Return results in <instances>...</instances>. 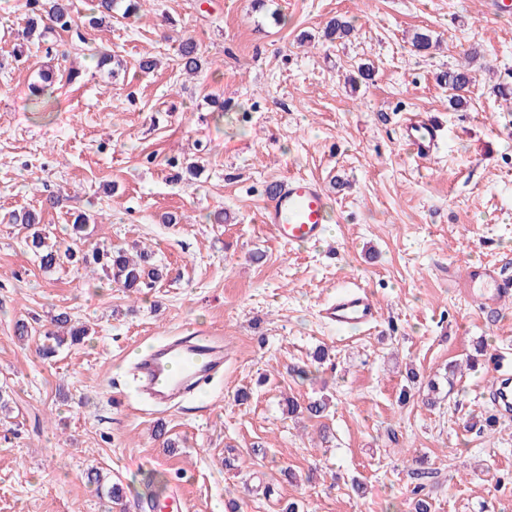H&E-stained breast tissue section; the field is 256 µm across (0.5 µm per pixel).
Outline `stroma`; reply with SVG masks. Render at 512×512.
<instances>
[{"instance_id": "obj_1", "label": "stroma", "mask_w": 512, "mask_h": 512, "mask_svg": "<svg viewBox=\"0 0 512 512\" xmlns=\"http://www.w3.org/2000/svg\"><path fill=\"white\" fill-rule=\"evenodd\" d=\"M490 2L142 0L139 18L118 6L92 25L75 0L71 30L27 39V0H0V512H121L90 469L129 505L177 483L191 512H413L420 468L432 512H512V415L474 426L494 412L489 357L512 352V299L487 311L448 285L466 262L512 276V112L492 92L512 85V13ZM338 16L354 30L326 41ZM466 62L475 89L457 107L437 76ZM44 70L54 92L38 100ZM410 113L445 127L423 162L401 143ZM292 175L332 199L318 244L260 221L265 186ZM24 209L50 243L144 249L168 275L130 295L67 262L44 270L6 221ZM80 212L92 222L75 241ZM355 283L378 323L325 325L321 305ZM62 312L91 333L43 358ZM20 320L35 338H17ZM196 326L223 333V369L171 404L145 399L133 354ZM411 370L450 396L400 404ZM323 395L321 417L286 412Z\"/></svg>"}]
</instances>
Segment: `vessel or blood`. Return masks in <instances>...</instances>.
<instances>
[{"label":"vessel or blood","mask_w":512,"mask_h":512,"mask_svg":"<svg viewBox=\"0 0 512 512\" xmlns=\"http://www.w3.org/2000/svg\"><path fill=\"white\" fill-rule=\"evenodd\" d=\"M441 135V127L418 115L404 125V142L421 160L433 155ZM328 208L321 180L291 176L268 186L260 219L283 242L315 244L325 234ZM451 277L468 288L472 301L481 306L512 295V278L495 265L461 264ZM320 315L336 329L363 330L378 321L379 310L370 293L356 285L324 304ZM223 366L224 339L209 328H197L187 336L158 344L136 362L141 388L156 403H170L190 393ZM487 392L496 409L512 411L511 372L495 370Z\"/></svg>","instance_id":"vessel-or-blood-1"}]
</instances>
